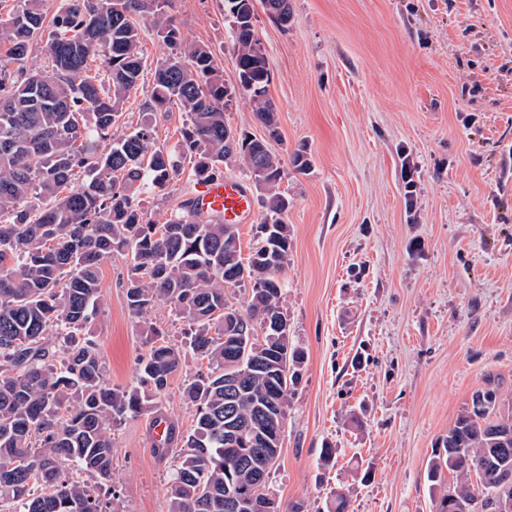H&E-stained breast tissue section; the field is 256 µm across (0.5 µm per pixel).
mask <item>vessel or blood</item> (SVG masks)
Here are the masks:
<instances>
[{"instance_id":"1","label":"vessel or blood","mask_w":512,"mask_h":512,"mask_svg":"<svg viewBox=\"0 0 512 512\" xmlns=\"http://www.w3.org/2000/svg\"><path fill=\"white\" fill-rule=\"evenodd\" d=\"M190 208L203 218H223L228 224H245L254 213V201L247 184L224 178L201 184L190 198Z\"/></svg>"}]
</instances>
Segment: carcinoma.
I'll return each instance as SVG.
<instances>
[{
	"mask_svg": "<svg viewBox=\"0 0 512 512\" xmlns=\"http://www.w3.org/2000/svg\"><path fill=\"white\" fill-rule=\"evenodd\" d=\"M43 4L0 3V504L12 505L9 512H109L112 428L151 413L191 354L200 362L184 380L193 429L152 418L164 426L155 452L174 459L170 512H243L224 501V489L261 479L277 497L269 478L280 449L250 429L260 417L286 418L304 360L281 324L280 275L290 248L283 159L266 139L226 125L236 89L224 83L207 46L184 40L170 0H63L49 21ZM225 5L238 87L274 138L254 0ZM135 15L170 49L142 111L188 114L170 147L155 143L149 125L113 133L145 69ZM43 39L46 61L33 69L28 57ZM90 58L101 60L102 72L86 75ZM230 159L251 180L264 212L248 257L237 227L204 221L185 201L162 224L147 218L141 193L168 187L182 161L205 183L224 176ZM115 254L130 260L124 288L133 315L168 303L188 325L179 344L152 327L126 387L105 381L98 344L80 335L101 297L100 266ZM231 287L244 288L247 305L237 324L226 326ZM66 463L93 483L70 476ZM498 467L512 468V409L503 410L488 378L433 450L432 485L443 483L446 471L455 477L436 512H448L450 496L494 512Z\"/></svg>",
	"mask_w": 512,
	"mask_h": 512,
	"instance_id": "carcinoma-1",
	"label": "carcinoma"
}]
</instances>
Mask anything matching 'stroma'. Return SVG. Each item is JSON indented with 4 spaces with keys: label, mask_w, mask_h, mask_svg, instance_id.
I'll use <instances>...</instances> for the list:
<instances>
[{
    "label": "stroma",
    "mask_w": 512,
    "mask_h": 512,
    "mask_svg": "<svg viewBox=\"0 0 512 512\" xmlns=\"http://www.w3.org/2000/svg\"><path fill=\"white\" fill-rule=\"evenodd\" d=\"M287 25L255 9L278 135L245 92L233 129L268 138L285 160L291 206L281 275L288 335L306 354L269 482L281 504L322 512H435L427 478L486 375L512 399V0H290ZM183 37L208 46L237 84L224 0H172ZM309 170L292 163L297 150ZM420 167L421 221H407L403 153ZM185 174L144 194L161 224L195 192ZM124 257L106 260L90 334L113 385L135 378L149 325L171 342L170 305H127ZM149 416L113 431L112 512H168L172 460L154 452ZM336 465L321 467L325 445ZM371 478H364V470Z\"/></svg>",
    "instance_id": "1"
}]
</instances>
